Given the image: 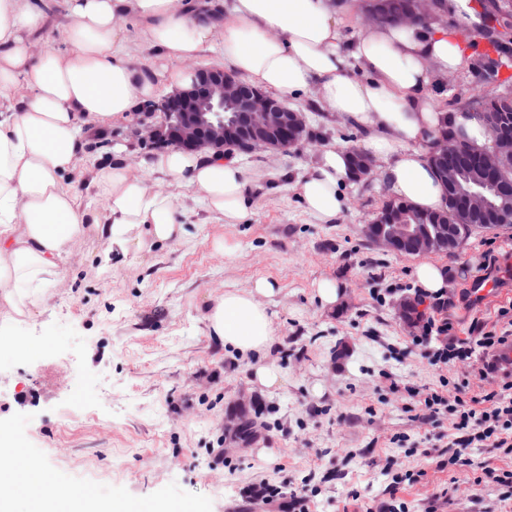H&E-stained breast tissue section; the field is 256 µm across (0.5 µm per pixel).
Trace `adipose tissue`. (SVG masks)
Returning <instances> with one entry per match:
<instances>
[{
    "mask_svg": "<svg viewBox=\"0 0 512 512\" xmlns=\"http://www.w3.org/2000/svg\"><path fill=\"white\" fill-rule=\"evenodd\" d=\"M42 0H0V299L12 308L18 291L57 263L94 227L118 246L148 226L154 242H174L185 230L168 195L150 190L158 177L193 191L221 224L239 223L250 204L237 161L209 152L169 149L144 174L125 168L124 146L98 186L109 223L90 224L64 178L83 151L85 126L102 129L123 120L138 102L160 89L182 86L171 62L218 52L247 82L285 99L314 90L329 111L358 127V150L325 146L297 182L307 213L333 223L354 179V159L377 162L387 192L417 210L447 206L448 192L434 163L441 127L482 148L491 140L474 111L439 110L428 91L434 78L466 65L470 54L459 29L475 31L480 19L471 0H452L457 29L376 25L343 45L330 0H66L65 52H34L33 36L46 17ZM138 22L136 31L125 26ZM139 38L155 50V66L137 64L128 43ZM270 282L213 299L207 321L226 347L267 357L274 343L271 319L259 299L274 295ZM32 512H122L72 491L42 493Z\"/></svg>",
    "mask_w": 512,
    "mask_h": 512,
    "instance_id": "1",
    "label": "adipose tissue"
}]
</instances>
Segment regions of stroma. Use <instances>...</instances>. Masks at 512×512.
Instances as JSON below:
<instances>
[{
  "label": "stroma",
  "mask_w": 512,
  "mask_h": 512,
  "mask_svg": "<svg viewBox=\"0 0 512 512\" xmlns=\"http://www.w3.org/2000/svg\"><path fill=\"white\" fill-rule=\"evenodd\" d=\"M478 82L468 67L429 91L450 111ZM289 105L307 115L304 141L238 158L252 200L244 221L215 224L192 192L173 194L186 210L180 241L125 252L90 229L49 283L27 289L22 312L0 300V334L29 343L24 354L0 349V437L18 456L42 449L54 489L128 512H236L242 488L258 482L286 496L307 490L309 512H498L496 478L512 457L486 445L463 449L473 466L449 464L454 416L421 409L440 377L457 384L469 367L433 365L397 304L414 297L415 268L430 260L448 268L455 336L506 327L512 226L478 230L452 254L384 250L363 232L389 199L376 174L344 188L334 223H316L296 182L323 145L355 147L363 134L313 91ZM86 139L96 163L68 183L101 214L96 165L118 144L134 167L158 148L127 119ZM488 262L493 288L475 295ZM260 278L277 289L265 303L282 380L270 389L255 384V359L225 349L206 321L214 297ZM322 280L340 287L335 307L319 301ZM233 412L255 417L254 437L228 434Z\"/></svg>",
  "instance_id": "1"
}]
</instances>
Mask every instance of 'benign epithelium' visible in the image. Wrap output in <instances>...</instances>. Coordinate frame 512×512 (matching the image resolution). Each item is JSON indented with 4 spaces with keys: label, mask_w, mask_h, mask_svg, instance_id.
<instances>
[{
    "label": "benign epithelium",
    "mask_w": 512,
    "mask_h": 512,
    "mask_svg": "<svg viewBox=\"0 0 512 512\" xmlns=\"http://www.w3.org/2000/svg\"><path fill=\"white\" fill-rule=\"evenodd\" d=\"M434 0H412L410 13L402 21L415 23L430 19ZM188 86L175 90L161 102L143 106V116L134 119L143 142L183 150H207L215 154L237 150L288 152L306 131L304 113L261 89L249 87L235 73L221 67L194 66L185 69ZM160 111L163 123L150 124L145 116ZM512 180V169L498 162L488 163L483 173L470 179L465 188L452 183L465 197L488 212L506 211L512 206L487 198L490 190L504 197V183ZM367 237L376 245L395 250L398 242L410 240L417 251H435L436 239L424 224L364 225Z\"/></svg>",
    "instance_id": "obj_1"
}]
</instances>
